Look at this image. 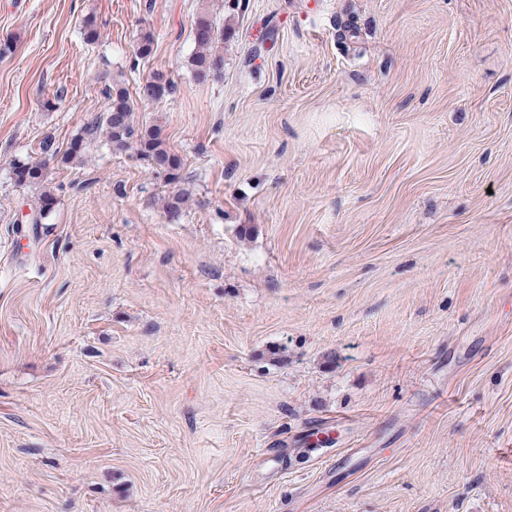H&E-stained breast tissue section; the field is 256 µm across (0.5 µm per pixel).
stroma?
<instances>
[{"mask_svg": "<svg viewBox=\"0 0 512 512\" xmlns=\"http://www.w3.org/2000/svg\"><path fill=\"white\" fill-rule=\"evenodd\" d=\"M0 43V512H512V0H0ZM156 71L180 185L63 160ZM196 51L191 58L195 79L206 82L209 77L220 73L224 65V56L217 52L216 44L228 41L231 28L217 24V20L208 9L196 14L191 28Z\"/></svg>", "mask_w": 512, "mask_h": 512, "instance_id": "obj_1", "label": "stroma"}]
</instances>
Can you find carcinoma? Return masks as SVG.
Returning a JSON list of instances; mask_svg holds the SVG:
<instances>
[{
    "instance_id": "1",
    "label": "carcinoma",
    "mask_w": 512,
    "mask_h": 512,
    "mask_svg": "<svg viewBox=\"0 0 512 512\" xmlns=\"http://www.w3.org/2000/svg\"><path fill=\"white\" fill-rule=\"evenodd\" d=\"M196 51L191 58L195 79L203 83L209 77L220 73L224 65V56L216 50V44L228 41L231 28L220 26L213 14L203 9L196 14L191 28ZM154 39L151 34L142 35L135 51L134 64L152 55ZM173 91V85L160 73L151 75L139 86L138 98L142 101H158ZM107 103L97 117L85 125L84 135L71 142L64 159L79 160L88 146L87 139L104 133L117 150L137 145L139 154L147 159L155 171L164 175L170 183L181 180L182 159L168 145L161 129L156 125H135L134 104L123 83L112 80L105 91ZM16 181L21 184H40L45 181V167L39 163H22L14 166ZM187 193L178 191L164 202V210L171 220H176L187 202Z\"/></svg>"
}]
</instances>
